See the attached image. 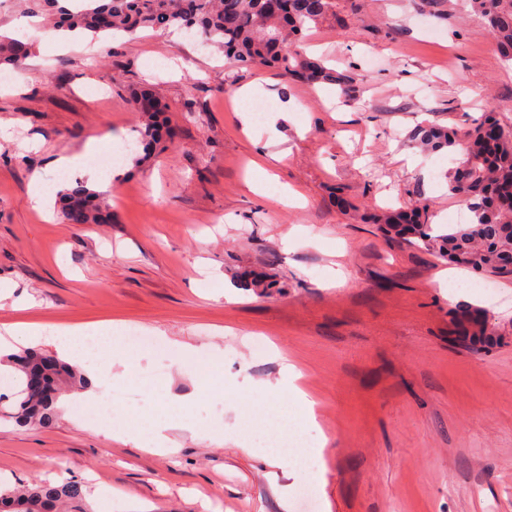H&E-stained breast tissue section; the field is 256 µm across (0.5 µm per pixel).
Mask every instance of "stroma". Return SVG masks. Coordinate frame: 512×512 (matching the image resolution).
Masks as SVG:
<instances>
[{
    "instance_id": "1",
    "label": "stroma",
    "mask_w": 512,
    "mask_h": 512,
    "mask_svg": "<svg viewBox=\"0 0 512 512\" xmlns=\"http://www.w3.org/2000/svg\"><path fill=\"white\" fill-rule=\"evenodd\" d=\"M452 3L443 14L364 0L355 18L336 0L301 49L319 45L355 76L348 102L183 34L32 37L22 85L0 84V325L37 324L35 348L52 354L69 330L105 322L119 337L165 336L214 354L223 388L182 409L196 368L173 350L131 351L136 384L101 427L0 419V484L74 479L94 512H512V278L469 270L439 287L446 260L365 221L417 204L436 224L465 213L447 192L453 155L412 148L419 125L488 110L512 125V65ZM245 85L253 97L236 99ZM134 87L164 106L173 145L143 163L124 152L111 223L42 220L27 203L32 175L54 186L57 158L90 138L134 141ZM269 102L277 119L242 128L240 112ZM261 147L286 154L263 180L251 171ZM287 187L305 204L281 202ZM252 272L275 288L248 287ZM461 306L495 319L496 342L457 336ZM257 337L296 364L321 425L300 428L278 466L261 437L278 429L266 388L279 356L256 353ZM160 422L175 425L173 454L148 450ZM134 424L135 442L117 441Z\"/></svg>"
}]
</instances>
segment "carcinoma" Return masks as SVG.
<instances>
[{
    "instance_id": "1",
    "label": "carcinoma",
    "mask_w": 512,
    "mask_h": 512,
    "mask_svg": "<svg viewBox=\"0 0 512 512\" xmlns=\"http://www.w3.org/2000/svg\"><path fill=\"white\" fill-rule=\"evenodd\" d=\"M27 14L44 18L50 28L90 33L98 38L132 36L143 28L193 29L205 44L214 46L242 67L277 69L309 85L338 86L344 101L355 87L352 75L327 67L300 51L306 31L329 14L333 0H286L281 9L275 0H21ZM483 22L495 47L512 61V0H468ZM29 40L0 34V66L18 67L28 56ZM141 115L139 142L148 158L161 140L171 139L164 109L146 88L130 89ZM413 146L424 152L448 150L458 156L448 172V196L471 213L470 223L458 227L431 222L428 206L412 211L410 223L401 224L397 213L371 216L393 236L423 245L451 262L477 273L512 277V126L489 118L468 127L439 123L416 129ZM62 219L68 224H105L112 219L107 199L78 182L59 196ZM459 333L473 343L489 345L498 327L476 308L463 310L456 320ZM16 370L15 385L0 394V419L20 426L51 425L56 404L64 392L83 391L85 376L74 366L37 351L10 355ZM87 486L76 480L60 483L32 481L14 489L0 488V512H88Z\"/></svg>"
}]
</instances>
